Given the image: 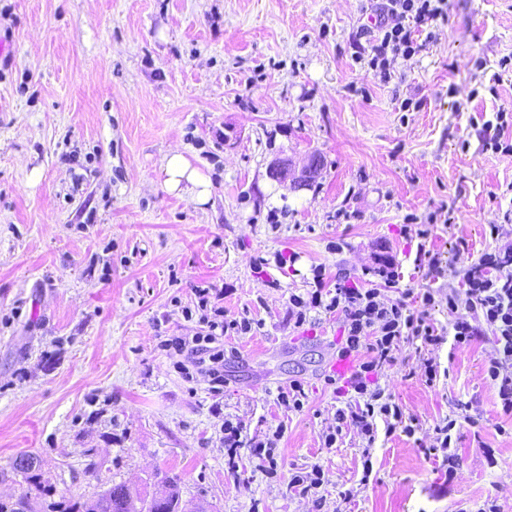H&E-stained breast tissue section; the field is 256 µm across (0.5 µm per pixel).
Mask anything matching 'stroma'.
Instances as JSON below:
<instances>
[{"mask_svg":"<svg viewBox=\"0 0 512 512\" xmlns=\"http://www.w3.org/2000/svg\"><path fill=\"white\" fill-rule=\"evenodd\" d=\"M367 0H0V497L27 494L12 463L40 457L59 495L92 501L125 484L178 476L207 512H512V435L483 366L491 337L434 351L402 343L380 385L416 437L322 435L345 400L325 383L341 330L315 310L303 327L289 297L390 261L407 302L447 289L472 258L512 252V154L483 150L473 113L512 114V0H448V21L380 81L355 58ZM418 111L400 113L403 100ZM468 150H461V141ZM212 182L199 205L157 183L169 151ZM323 167L310 187L270 177L277 161ZM39 170L41 180L28 175ZM436 214L426 242L445 274L417 268L408 214ZM454 223H447V216ZM499 225L491 236V225ZM341 243L340 251L329 242ZM224 312L259 321L224 339V391L186 381L163 336H194L196 287ZM445 373L427 383L423 361ZM303 380L302 411L279 387ZM478 426H471V419ZM455 420L454 475L424 449ZM275 429L278 475L242 449L224 458V423ZM371 474H364V461ZM320 465L321 495L288 490ZM356 489L348 502L341 491Z\"/></svg>","mask_w":512,"mask_h":512,"instance_id":"1","label":"stroma"}]
</instances>
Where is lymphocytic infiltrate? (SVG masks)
<instances>
[{"instance_id": "obj_1", "label": "lymphocytic infiltrate", "mask_w": 512, "mask_h": 512, "mask_svg": "<svg viewBox=\"0 0 512 512\" xmlns=\"http://www.w3.org/2000/svg\"><path fill=\"white\" fill-rule=\"evenodd\" d=\"M376 15V34L368 46L358 48L356 58L366 61L385 80L390 76V56L410 58L424 50L425 45L419 40L421 28L446 19L448 0H378ZM371 274L378 279L376 287L361 288L342 277L332 290L325 287L318 274L308 296L294 295L289 299L288 315L298 328L306 323L310 310L321 308L336 314L343 338L338 355L358 360L349 378L327 379L328 384L339 385L349 400L345 408L337 410L336 427L326 434L325 447H333L349 428L356 429L370 443L381 429L389 435L399 430L409 436L415 434L414 424L405 421L401 407L378 384L381 372L392 364L400 345L415 340L437 347L449 338L459 345L492 336L494 350L485 373L498 387L503 415L512 418V256L489 254L475 260L469 253H462L461 265L455 272L459 283L449 287L446 296L451 320L445 330L430 319L436 303L434 293H425L416 307L390 298V291L399 282L393 266L374 268ZM194 293L195 309L205 332L191 338L170 336L160 340L159 347L175 355L174 367L179 373L187 377L195 370L205 372L213 391L218 392L224 388L225 337L257 331L259 324L245 316L226 317L220 304L221 292L198 287ZM280 437L276 431L269 439L253 441L244 436L241 424L225 421L229 470H236L240 451L246 447L269 476H276L274 453Z\"/></svg>"}]
</instances>
